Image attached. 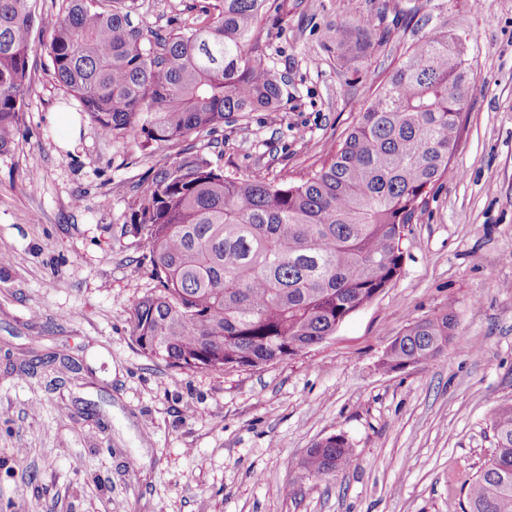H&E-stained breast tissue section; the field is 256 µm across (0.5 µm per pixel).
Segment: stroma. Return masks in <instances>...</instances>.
<instances>
[{
    "mask_svg": "<svg viewBox=\"0 0 512 512\" xmlns=\"http://www.w3.org/2000/svg\"><path fill=\"white\" fill-rule=\"evenodd\" d=\"M154 29L192 27L190 0H127ZM468 39L475 91L453 163L409 227L398 276L327 341L252 370L179 373L131 340L155 282L131 224L148 173L178 148L102 136L34 37L31 91L0 154V512H448L495 451L512 405V0H288L261 42L285 81L274 112L197 138L224 172L296 175L341 140L414 40L398 20ZM364 18L384 41L359 71L328 33ZM453 308L437 359L387 372L408 322ZM77 365L21 372L49 353ZM345 434L327 480L298 464Z\"/></svg>",
    "mask_w": 512,
    "mask_h": 512,
    "instance_id": "1",
    "label": "stroma"
}]
</instances>
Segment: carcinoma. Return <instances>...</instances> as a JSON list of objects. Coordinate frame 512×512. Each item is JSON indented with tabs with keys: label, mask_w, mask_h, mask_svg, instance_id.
<instances>
[{
	"label": "carcinoma",
	"mask_w": 512,
	"mask_h": 512,
	"mask_svg": "<svg viewBox=\"0 0 512 512\" xmlns=\"http://www.w3.org/2000/svg\"><path fill=\"white\" fill-rule=\"evenodd\" d=\"M0 0V153L9 151L30 92L32 32L50 33L55 80L106 137L147 147L184 144L153 169L133 202L138 245L156 282L132 311L144 355L179 371L252 369L324 342L399 274L404 238L444 177L474 92L466 40L435 27L377 83L343 141L314 168L282 176L226 174L189 139L248 112H273L283 81L260 40L264 17L287 0H210L200 25L162 34L126 0ZM336 51L365 59L383 39L345 21ZM448 310L408 323L381 367L428 363L448 348ZM494 455L469 485L462 512H512V406L494 413ZM347 437L313 444L299 470L329 479L352 461Z\"/></svg>",
	"instance_id": "carcinoma-1"
}]
</instances>
